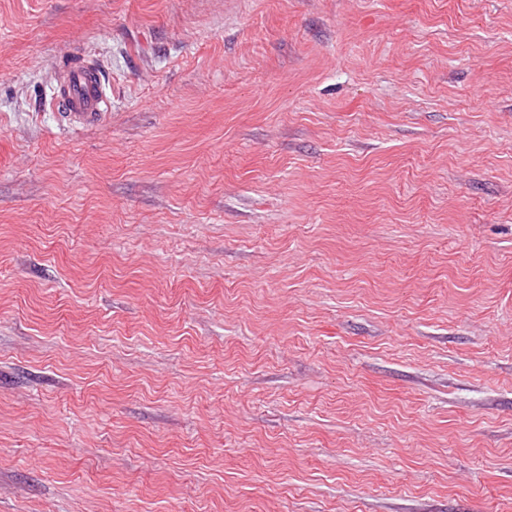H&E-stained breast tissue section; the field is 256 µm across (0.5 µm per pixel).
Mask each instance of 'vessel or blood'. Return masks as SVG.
I'll return each mask as SVG.
<instances>
[{"label": "vessel or blood", "mask_w": 512, "mask_h": 512, "mask_svg": "<svg viewBox=\"0 0 512 512\" xmlns=\"http://www.w3.org/2000/svg\"><path fill=\"white\" fill-rule=\"evenodd\" d=\"M47 99L71 130L98 125L110 108L106 81L96 63L84 54L60 64Z\"/></svg>", "instance_id": "obj_1"}]
</instances>
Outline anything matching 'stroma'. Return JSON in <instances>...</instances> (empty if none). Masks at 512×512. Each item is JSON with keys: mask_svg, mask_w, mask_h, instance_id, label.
<instances>
[{"mask_svg": "<svg viewBox=\"0 0 512 512\" xmlns=\"http://www.w3.org/2000/svg\"><path fill=\"white\" fill-rule=\"evenodd\" d=\"M0 512H512V0H0ZM89 54L74 56L58 67L59 77L45 100L50 109H58L71 130L98 125L109 114L110 99L106 81Z\"/></svg>", "mask_w": 512, "mask_h": 512, "instance_id": "1", "label": "stroma"}]
</instances>
